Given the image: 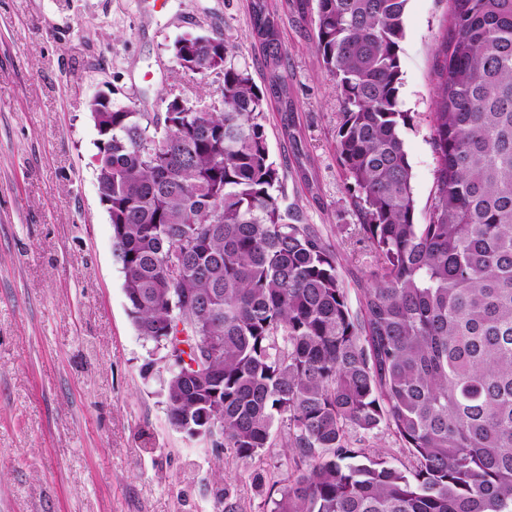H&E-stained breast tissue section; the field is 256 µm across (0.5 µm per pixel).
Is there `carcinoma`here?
<instances>
[{"label": "carcinoma", "mask_w": 512, "mask_h": 512, "mask_svg": "<svg viewBox=\"0 0 512 512\" xmlns=\"http://www.w3.org/2000/svg\"><path fill=\"white\" fill-rule=\"evenodd\" d=\"M316 2L336 154L376 262L360 310L341 253L285 204L265 112L276 102L288 128L287 55L271 0H250L263 85L224 33L186 34L174 52L221 72L217 101L174 98L154 119L89 103L128 315L161 353L187 333L164 386L172 426L219 434L241 462L286 427L291 471L263 512H512V0H451L422 223L399 100L408 0ZM382 424L413 471L358 461L347 431Z\"/></svg>", "instance_id": "carcinoma-1"}]
</instances>
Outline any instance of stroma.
<instances>
[{
  "label": "stroma",
  "instance_id": "obj_1",
  "mask_svg": "<svg viewBox=\"0 0 512 512\" xmlns=\"http://www.w3.org/2000/svg\"><path fill=\"white\" fill-rule=\"evenodd\" d=\"M288 53L293 137L280 114L266 130L287 202L344 254L351 309L375 270L336 157L343 117L309 21L271 0ZM249 0H0V512H215L226 478L237 512H261L255 478L289 472L275 446L243 463L171 427L163 361H151L128 315L112 226L99 201L98 94L140 112L217 96L215 76L183 72L172 44L187 33L231 37L261 79ZM450 0H409L402 42V132L418 216L433 203L437 159L428 114L436 46ZM348 439L402 471L414 456L386 426Z\"/></svg>",
  "mask_w": 512,
  "mask_h": 512
}]
</instances>
